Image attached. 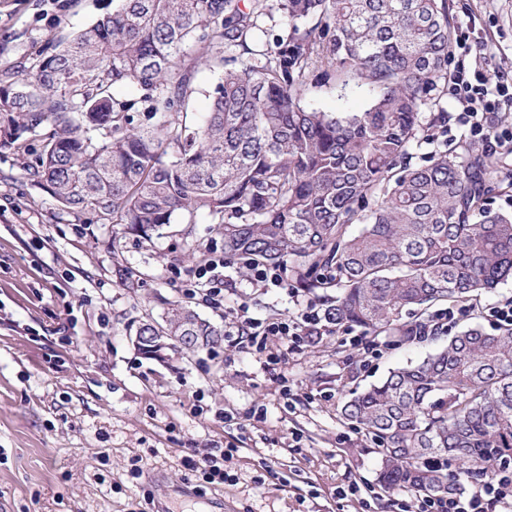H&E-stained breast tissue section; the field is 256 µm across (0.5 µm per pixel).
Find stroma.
Here are the masks:
<instances>
[{
	"label": "stroma",
	"instance_id": "stroma-1",
	"mask_svg": "<svg viewBox=\"0 0 512 512\" xmlns=\"http://www.w3.org/2000/svg\"><path fill=\"white\" fill-rule=\"evenodd\" d=\"M454 24L475 18L474 55L512 66V0H448ZM110 0H0V60L19 64L49 38L79 30ZM367 88L309 85L303 103L339 115L364 110ZM15 156L0 153V512H395L378 482L365 432L345 421L349 391L418 361L439 342L363 354L345 330L329 329L263 352L226 342L165 363L143 358L131 325L189 300L218 326L246 305L274 318L317 293L256 288L241 265L224 305L186 298L204 252L220 245L210 217L177 215L143 239L93 217L59 218ZM234 446L228 480L211 484L187 459ZM372 488L369 508L340 487Z\"/></svg>",
	"mask_w": 512,
	"mask_h": 512
}]
</instances>
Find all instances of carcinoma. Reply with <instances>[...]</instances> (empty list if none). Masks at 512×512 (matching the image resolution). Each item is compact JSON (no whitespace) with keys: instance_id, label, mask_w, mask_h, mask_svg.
I'll return each mask as SVG.
<instances>
[{"instance_id":"obj_1","label":"carcinoma","mask_w":512,"mask_h":512,"mask_svg":"<svg viewBox=\"0 0 512 512\" xmlns=\"http://www.w3.org/2000/svg\"><path fill=\"white\" fill-rule=\"evenodd\" d=\"M452 37L448 0H112L29 66L0 63V152L77 219L149 238L206 214L224 259L293 262L295 287L324 291L327 327L410 343L431 307L512 279V213L490 207L512 175L465 141L407 162L448 122L421 113L448 94ZM198 65L218 82L190 121ZM311 77L365 86L370 103L308 110ZM117 85L140 97L115 99ZM139 335L174 354L224 341L180 302ZM341 416L376 445L385 488L460 492L512 462V328L456 334L351 391Z\"/></svg>"}]
</instances>
